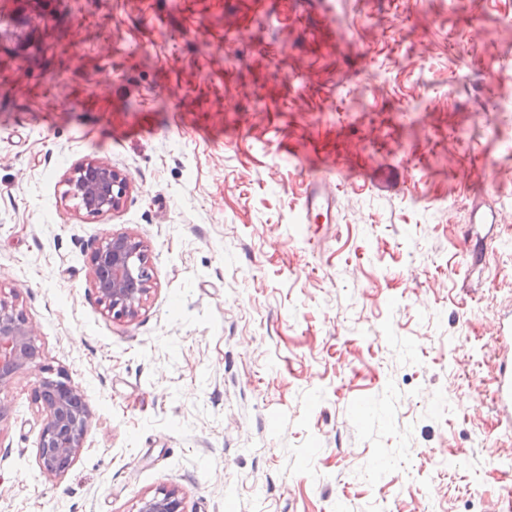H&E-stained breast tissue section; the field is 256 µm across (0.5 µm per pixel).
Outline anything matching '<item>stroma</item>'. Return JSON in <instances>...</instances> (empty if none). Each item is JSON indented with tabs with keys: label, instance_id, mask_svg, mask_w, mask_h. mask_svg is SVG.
Here are the masks:
<instances>
[{
	"label": "stroma",
	"instance_id": "35a3bbf8",
	"mask_svg": "<svg viewBox=\"0 0 512 512\" xmlns=\"http://www.w3.org/2000/svg\"><path fill=\"white\" fill-rule=\"evenodd\" d=\"M512 0H56L0 22V299L38 367L0 387V512H497L512 424ZM332 158L335 220L302 223ZM89 160L128 183L93 217ZM152 289L113 319L108 236ZM92 424L37 465L35 391ZM452 468L441 464L442 455ZM65 194L78 200L88 215L102 217L119 208L128 185L112 167L90 160L77 166L68 177ZM91 281L113 319L133 320L152 288L144 245L130 234H113L91 256ZM496 340L500 356L496 362V406L499 415L512 422V315L499 318ZM510 353V356H509ZM37 399L46 411L38 446V464L43 473L62 475L78 456L92 415L83 394L67 381L44 378ZM162 496L155 495L145 499L138 512H183L182 502L176 491L159 492Z\"/></svg>",
	"mask_w": 512,
	"mask_h": 512
}]
</instances>
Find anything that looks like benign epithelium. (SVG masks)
<instances>
[{"mask_svg": "<svg viewBox=\"0 0 512 512\" xmlns=\"http://www.w3.org/2000/svg\"><path fill=\"white\" fill-rule=\"evenodd\" d=\"M65 194L92 216L119 208L128 185L112 167L96 160L77 166ZM91 281L99 301L115 319L133 320L152 288L144 245L130 234H113L91 256ZM39 349L34 328L23 311L0 301V387L17 373L36 366ZM37 399L46 411L38 446V464L48 475H62L78 456L92 415L79 389L63 380L43 379ZM138 512H183L176 491H163L142 502Z\"/></svg>", "mask_w": 512, "mask_h": 512, "instance_id": "obj_1", "label": "benign epithelium"}]
</instances>
